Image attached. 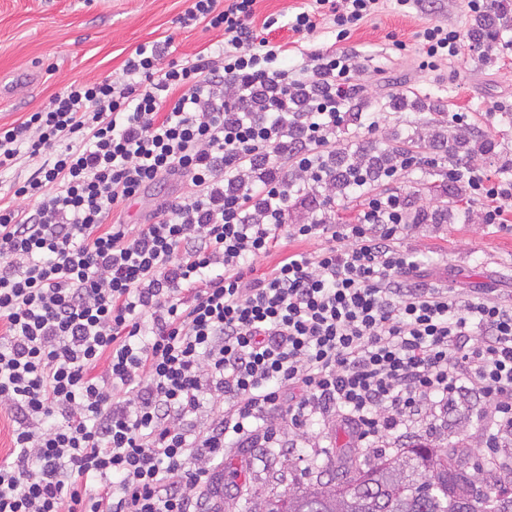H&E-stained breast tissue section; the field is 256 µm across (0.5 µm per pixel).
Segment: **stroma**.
Masks as SVG:
<instances>
[{
	"label": "stroma",
	"instance_id": "stroma-1",
	"mask_svg": "<svg viewBox=\"0 0 512 512\" xmlns=\"http://www.w3.org/2000/svg\"><path fill=\"white\" fill-rule=\"evenodd\" d=\"M184 0H0V124L24 118L48 103L68 82L112 79L138 44L173 37L176 57H188L224 41L221 32L180 28L177 18ZM474 19L467 0H436L433 8L402 12L390 3L385 12L360 24L349 39L337 40L329 26L307 36L302 46L323 51H349L359 67L355 89L370 111L381 113L375 131L361 121L348 120L336 132V144L349 154L363 149L382 151L404 140L421 148L419 167L398 179V190L409 209L425 213L426 221L400 241L402 250L428 264L430 277L448 286L459 303L473 300L482 288L493 289L503 302H512V230L483 222L481 203L456 196L446 172L444 150L430 147L435 130H463L486 142L479 154L489 174L512 178V30L484 61L480 51L430 71L422 69L416 31L444 25L469 32ZM403 42L396 50L395 42ZM404 91L439 103L440 111L393 108L392 93ZM466 113L465 122L453 120ZM187 185L170 181L149 189L128 203L123 222L143 224L164 200L186 195ZM467 410L425 419L407 433L408 439H428L441 446L477 448L480 457H496L512 465V437L499 449L485 448L489 418L482 398L471 396ZM312 448H293L272 456L262 448H230L219 471L224 479L226 512H245L247 497L264 498L297 486L327 480L319 465L346 460L370 464L379 450L354 448L348 435L331 425L314 428Z\"/></svg>",
	"mask_w": 512,
	"mask_h": 512
}]
</instances>
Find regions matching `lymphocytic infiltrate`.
Segmentation results:
<instances>
[{"mask_svg": "<svg viewBox=\"0 0 512 512\" xmlns=\"http://www.w3.org/2000/svg\"><path fill=\"white\" fill-rule=\"evenodd\" d=\"M187 2L181 26L223 45L178 60L172 38L138 44L121 79L66 84L0 125V174L35 163L0 202V512H214L204 491L226 444L277 417L371 448L476 391L487 447L512 434V307L458 305L400 248L422 217L390 183L417 157H397L380 192L353 161L357 215L332 214L351 55L271 43L278 18L258 17L260 0ZM384 2L302 0L291 29L329 20L344 40ZM415 37L423 68L465 54L459 30ZM175 177L186 197L136 229L114 219ZM448 179L484 223H512L511 178L467 162ZM303 203L310 221L289 223ZM284 238L326 244L248 275Z\"/></svg>", "mask_w": 512, "mask_h": 512, "instance_id": "1", "label": "lymphocytic infiltrate"}]
</instances>
